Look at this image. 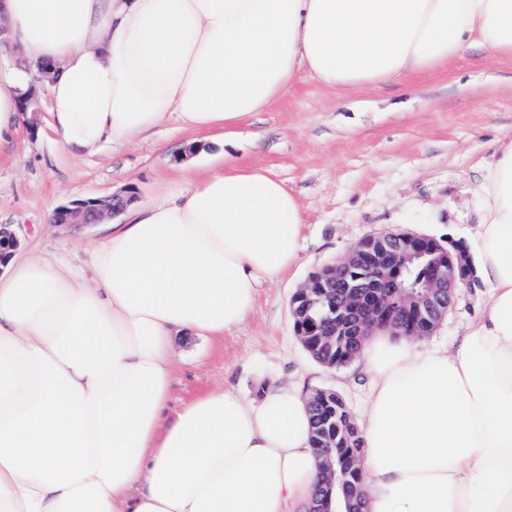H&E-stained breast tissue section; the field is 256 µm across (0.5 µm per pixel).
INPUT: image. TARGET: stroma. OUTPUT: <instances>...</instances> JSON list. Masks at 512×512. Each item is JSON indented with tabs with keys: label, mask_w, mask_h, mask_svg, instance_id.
<instances>
[{
	"label": "stroma",
	"mask_w": 512,
	"mask_h": 512,
	"mask_svg": "<svg viewBox=\"0 0 512 512\" xmlns=\"http://www.w3.org/2000/svg\"><path fill=\"white\" fill-rule=\"evenodd\" d=\"M505 136H512V59L479 47L446 69L365 90L328 89L303 77L274 106L247 118L229 145L221 133L187 131L173 114L147 139L73 160L43 121L37 133L20 129L0 157V225H12L21 252L86 281L95 226L76 234L46 223L47 211L126 192L156 204L181 192L177 166L218 168L225 155L245 158L298 198L306 221L300 260L261 284L244 322L223 338L174 337L167 416L215 385L254 401L272 386L308 395L330 389L356 416L369 390L364 364L333 370L316 363L295 333L293 294L379 231L461 241L477 254L474 187ZM484 295L480 285L460 289L428 342L452 345L476 320Z\"/></svg>",
	"instance_id": "stroma-1"
}]
</instances>
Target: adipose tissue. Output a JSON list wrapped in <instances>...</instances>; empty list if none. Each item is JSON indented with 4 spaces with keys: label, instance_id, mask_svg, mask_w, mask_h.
<instances>
[{
    "label": "adipose tissue",
    "instance_id": "ef3b65f1",
    "mask_svg": "<svg viewBox=\"0 0 512 512\" xmlns=\"http://www.w3.org/2000/svg\"><path fill=\"white\" fill-rule=\"evenodd\" d=\"M28 68L0 69V150L30 67L79 159L177 113L228 131L303 76L352 90L512 58V0H0ZM130 204L92 244L91 283L14 253L0 275V512H308L321 477L306 396L217 387L166 410L173 338L223 337L299 258L303 210L248 163ZM475 193L488 292L455 348L384 330L358 420L367 512H512V136Z\"/></svg>",
    "mask_w": 512,
    "mask_h": 512
}]
</instances>
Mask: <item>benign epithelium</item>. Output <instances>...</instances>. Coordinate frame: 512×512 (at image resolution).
Masks as SVG:
<instances>
[{
    "label": "benign epithelium",
    "mask_w": 512,
    "mask_h": 512,
    "mask_svg": "<svg viewBox=\"0 0 512 512\" xmlns=\"http://www.w3.org/2000/svg\"><path fill=\"white\" fill-rule=\"evenodd\" d=\"M20 110L24 124L37 131L38 97H24ZM121 210L122 199L116 195L78 200L55 209L54 223L93 224ZM19 246L16 233L0 225V268ZM476 282V269L462 242L445 245L426 235L403 232L371 234L355 242L341 260L312 274L294 294L296 333L308 346H337L353 357L357 351L348 348V337L365 336L376 327L402 332L404 314L427 334L448 316L458 290ZM326 439L321 436L314 450L331 487L339 476L336 449Z\"/></svg>",
    "instance_id": "obj_1"
}]
</instances>
